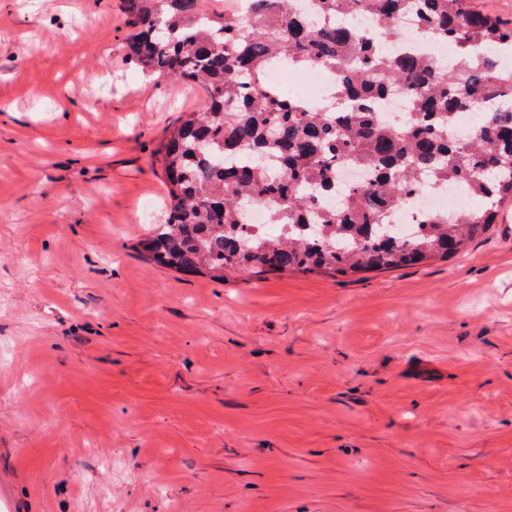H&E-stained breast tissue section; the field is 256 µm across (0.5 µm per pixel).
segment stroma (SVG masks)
<instances>
[{
	"mask_svg": "<svg viewBox=\"0 0 512 512\" xmlns=\"http://www.w3.org/2000/svg\"><path fill=\"white\" fill-rule=\"evenodd\" d=\"M122 0H0V512H512V204L451 261L157 265L199 86Z\"/></svg>",
	"mask_w": 512,
	"mask_h": 512,
	"instance_id": "obj_1",
	"label": "stroma"
}]
</instances>
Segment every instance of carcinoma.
<instances>
[{
	"label": "carcinoma",
	"mask_w": 512,
	"mask_h": 512,
	"mask_svg": "<svg viewBox=\"0 0 512 512\" xmlns=\"http://www.w3.org/2000/svg\"><path fill=\"white\" fill-rule=\"evenodd\" d=\"M249 0L237 19L202 11L200 0H124L130 61L143 71L200 85L201 112L181 120L157 150L170 207L142 249L179 272L354 275L448 261L485 235L512 201V49L507 24L469 0ZM412 13L453 63L391 57L383 38ZM339 70L334 106L319 111L264 85L271 63ZM400 92L407 111L392 123L376 108ZM274 157L277 166L267 159ZM349 162L371 178L340 187ZM464 189L479 206L438 217L408 237L385 231L390 213L427 183ZM270 203V234L244 230V211Z\"/></svg>",
	"instance_id": "cac0c4a2"
}]
</instances>
